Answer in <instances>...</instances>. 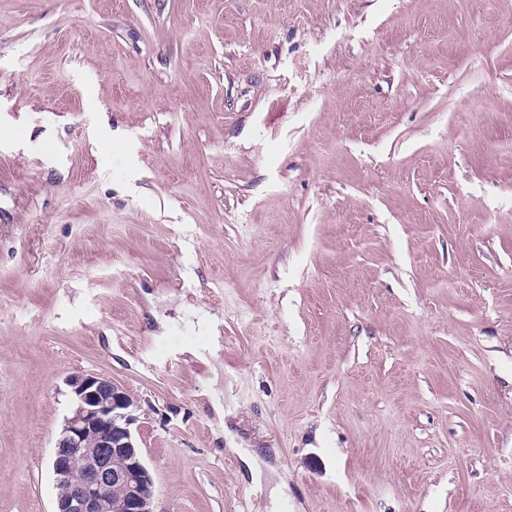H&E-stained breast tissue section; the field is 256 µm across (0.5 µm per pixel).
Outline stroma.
I'll use <instances>...</instances> for the list:
<instances>
[{
	"mask_svg": "<svg viewBox=\"0 0 512 512\" xmlns=\"http://www.w3.org/2000/svg\"><path fill=\"white\" fill-rule=\"evenodd\" d=\"M76 371L158 512H512V0H0V512Z\"/></svg>",
	"mask_w": 512,
	"mask_h": 512,
	"instance_id": "obj_1",
	"label": "stroma"
}]
</instances>
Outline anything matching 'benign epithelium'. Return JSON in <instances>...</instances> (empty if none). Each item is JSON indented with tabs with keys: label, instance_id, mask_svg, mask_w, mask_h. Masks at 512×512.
Instances as JSON below:
<instances>
[{
	"label": "benign epithelium",
	"instance_id": "1",
	"mask_svg": "<svg viewBox=\"0 0 512 512\" xmlns=\"http://www.w3.org/2000/svg\"><path fill=\"white\" fill-rule=\"evenodd\" d=\"M70 412L51 457L54 512H157L153 481L133 435L139 405L112 379L75 372L67 379ZM94 438L88 450L85 441ZM117 487L126 490L117 498Z\"/></svg>",
	"mask_w": 512,
	"mask_h": 512
}]
</instances>
